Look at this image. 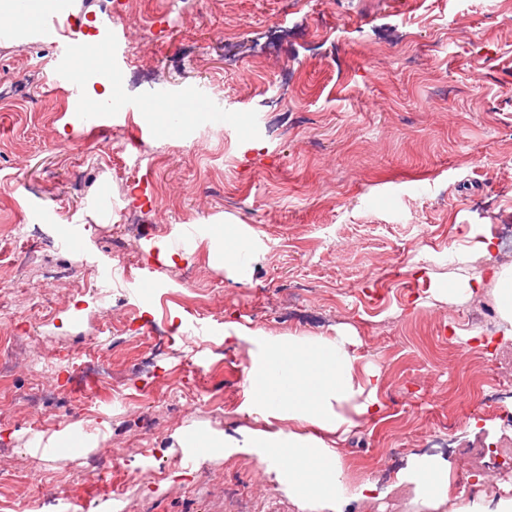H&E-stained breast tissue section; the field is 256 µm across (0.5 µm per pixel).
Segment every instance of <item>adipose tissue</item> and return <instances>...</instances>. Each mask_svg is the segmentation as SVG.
<instances>
[{
  "label": "adipose tissue",
  "instance_id": "obj_1",
  "mask_svg": "<svg viewBox=\"0 0 512 512\" xmlns=\"http://www.w3.org/2000/svg\"><path fill=\"white\" fill-rule=\"evenodd\" d=\"M256 342L248 372L251 410L287 422V429L251 431L239 440L205 430L201 447L258 454L277 465L290 496L322 512H343L350 500L375 496L376 484L350 481L340 446L356 419L380 409V374L360 364L355 336L340 330L332 337L260 336ZM397 480L415 485L424 512L443 503L448 512H512L509 495L453 494L450 465L440 456L410 455Z\"/></svg>",
  "mask_w": 512,
  "mask_h": 512
}]
</instances>
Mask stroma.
<instances>
[{
  "instance_id": "obj_1",
  "label": "stroma",
  "mask_w": 512,
  "mask_h": 512,
  "mask_svg": "<svg viewBox=\"0 0 512 512\" xmlns=\"http://www.w3.org/2000/svg\"><path fill=\"white\" fill-rule=\"evenodd\" d=\"M70 16L0 37V253L31 232L41 267L0 299V512H303L256 455L177 441L282 429L246 409L260 335L350 327L380 372V411L342 448L384 494L343 512H424L396 474L431 439L459 444L457 490L465 447H512L481 404L512 391L490 290L437 291L512 225V0H70ZM92 27L118 87L70 54ZM188 95L209 109L176 133L147 117ZM208 224L237 225L253 261L210 263L182 235ZM148 240L190 257L164 265ZM71 424L96 446L34 447Z\"/></svg>"
}]
</instances>
